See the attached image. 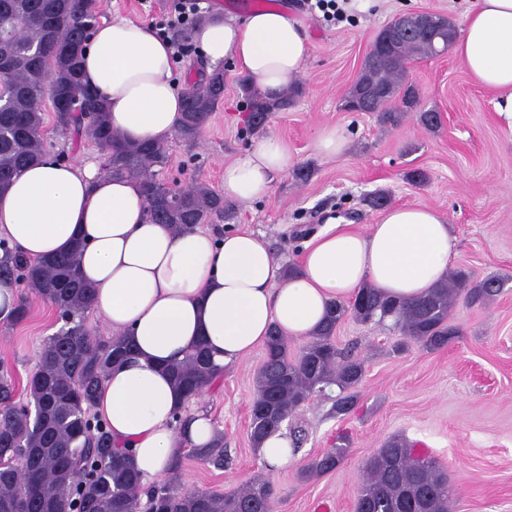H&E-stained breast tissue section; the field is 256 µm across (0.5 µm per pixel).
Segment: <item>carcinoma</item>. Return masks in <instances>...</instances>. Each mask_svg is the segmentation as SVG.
<instances>
[{
    "mask_svg": "<svg viewBox=\"0 0 512 512\" xmlns=\"http://www.w3.org/2000/svg\"><path fill=\"white\" fill-rule=\"evenodd\" d=\"M99 17L97 0H0V69L6 71L0 82V191L45 154L42 103L47 95L60 127L102 148L108 172L139 179L154 220L179 231L228 215L229 206L202 182L173 189L157 180V172L168 163L165 145L129 142L109 126L104 101L80 75L85 35ZM384 34H377L378 48L365 57L345 102L352 111L360 88L378 89L365 111L392 127L401 122L406 108L418 104L415 87L406 82V64L433 56L436 46L411 39L392 54ZM241 87L255 129L263 127L271 113L287 108L298 93L288 88L273 99L245 79ZM183 96L178 135L193 142L224 96V73L188 84ZM2 280L23 284L54 306L65 324L45 341L39 368L25 387L26 401L16 399L13 375L8 367H0V512H277L275 487L262 477L230 496L183 489L181 451L168 476L143 490L132 454L112 447L106 425L92 413L105 374L131 357L132 345L124 336L100 339L88 329L93 288L81 278L75 253L31 260L0 240ZM503 287L498 277L475 281L459 270L406 303L366 285L348 303L332 305L326 320L295 354L291 341L272 329L251 401L252 446L260 448L305 401L331 386L342 393L334 402L336 413L354 405L352 389L364 365L355 348L336 343L344 318L374 324L390 318L406 339L434 350L455 335L448 321L461 292L472 305ZM168 373L190 398L209 384L216 367L200 343L171 364ZM192 453L202 463L222 468L224 438L217 435L211 446ZM346 456L347 449L331 448L304 465L300 475L307 479L330 471ZM451 496L448 475L429 456L391 438L365 463L356 512H450Z\"/></svg>",
    "mask_w": 512,
    "mask_h": 512,
    "instance_id": "1",
    "label": "carcinoma"
}]
</instances>
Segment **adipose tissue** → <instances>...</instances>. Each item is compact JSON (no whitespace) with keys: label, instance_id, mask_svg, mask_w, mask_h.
Masks as SVG:
<instances>
[{"label":"adipose tissue","instance_id":"1","mask_svg":"<svg viewBox=\"0 0 512 512\" xmlns=\"http://www.w3.org/2000/svg\"><path fill=\"white\" fill-rule=\"evenodd\" d=\"M461 25L452 54L512 120V0H471ZM194 39L210 67L234 62L272 96L299 82L309 51L303 24L278 8L242 19L212 14ZM80 67L83 84L106 102L109 124L124 139L160 142L178 132L172 50L153 27L112 17L97 27ZM296 163L287 141L257 136L225 164L223 197H269L274 175ZM147 208L136 179L112 177L85 159L63 165L42 158L0 194V237L28 258L81 242L78 266L94 289L96 313L114 335L130 338L133 359L107 375L94 411L147 482L166 473L177 447H200L213 437L201 412L185 427L175 425L188 402L167 367L198 342L219 368L236 366L266 343L271 326L292 340L308 338L332 303L350 301L364 284L401 301L424 295L447 274L458 247L440 211L399 205L363 228L326 225L289 273L253 231L220 238L197 228L175 233L147 220Z\"/></svg>","mask_w":512,"mask_h":512}]
</instances>
